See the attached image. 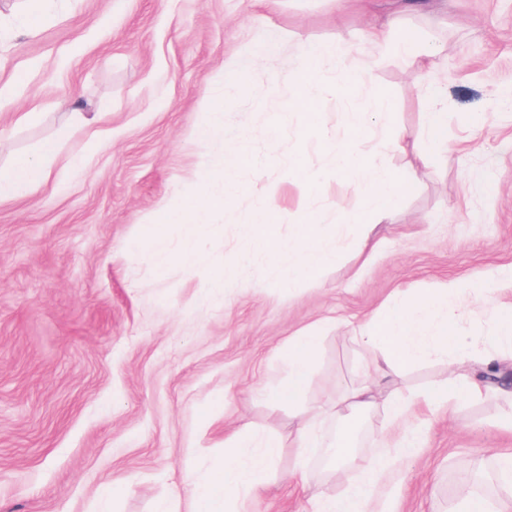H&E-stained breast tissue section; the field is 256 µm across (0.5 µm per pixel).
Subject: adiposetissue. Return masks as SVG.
Masks as SVG:
<instances>
[{"instance_id": "adipose-tissue-1", "label": "adipose tissue", "mask_w": 512, "mask_h": 512, "mask_svg": "<svg viewBox=\"0 0 512 512\" xmlns=\"http://www.w3.org/2000/svg\"><path fill=\"white\" fill-rule=\"evenodd\" d=\"M366 41L370 54L364 62L344 65L345 50L336 51V58L342 63L339 84L344 90L364 82L376 61L408 63L425 69L435 54L433 48L422 47L417 33L400 30L391 22L371 28ZM328 88V82L316 69L302 70L290 102L291 111L303 120H310L321 95ZM350 135V140L336 152V167L349 179L353 194L360 202L355 212L356 223L369 229L390 218L395 200L416 185V165H428L432 156L419 151L414 155L413 165L404 170L382 169L373 160L375 152H406L415 140L414 132L401 128L383 139L375 125L363 120L353 122ZM59 149L58 140H46L34 157L21 159L1 175L0 200L41 186ZM223 207V194L201 189L185 203L165 201L159 204L156 210L158 223L181 224L187 229L180 250L185 265L205 266L206 259L198 248L194 230L209 214ZM278 215L277 197L269 195L263 209L248 220L247 235L256 249L269 254L289 252L292 257L288 267L289 281L314 280L326 265L338 261V252L324 245L325 230L316 213L298 212L294 234L285 241L278 236ZM461 297L460 285L454 280L427 300L401 292L359 325L356 339L364 351V380L343 398L344 409L353 412L380 407L389 411L390 421L395 424L417 401L430 408L444 409L452 407L454 400L460 397L482 400L507 394V387L493 380L492 370L499 358V350L512 349V328L501 327L496 338L497 351L479 353L478 337L462 334L457 329V322L463 317ZM320 342L321 335L316 329L299 333L289 340L285 349L288 378L270 390V397L291 404L300 400ZM447 349L453 352L452 366L440 390L418 395L414 400H401L387 392L388 381L399 376L405 367L428 360ZM224 446L223 465L210 479L193 488L192 512H233L237 500L255 491L262 482L268 465L280 451L281 442L257 437L250 426L243 425L225 439ZM398 458V452L390 449L388 444H381L375 459L356 463L361 477L350 492L329 502L317 500V512H376L377 488L393 471Z\"/></svg>"}]
</instances>
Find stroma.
<instances>
[{"label": "stroma", "instance_id": "35a3bbf8", "mask_svg": "<svg viewBox=\"0 0 512 512\" xmlns=\"http://www.w3.org/2000/svg\"><path fill=\"white\" fill-rule=\"evenodd\" d=\"M28 8L0 0V82L24 89L0 107V173L46 139L60 137L61 148L45 185L0 201V512H163L223 461L224 439L241 423L284 438L303 406L324 410L306 470L323 496L339 495L347 480L320 456L339 427L330 406L363 379L354 326L399 291L426 299L451 279L469 301L462 325L479 328L483 348L499 322L484 301L512 320V0H423L417 9L405 0H47L26 33L18 19ZM390 19L439 48L433 65L421 73L374 64L353 92L320 101L323 121L343 143L351 113L383 91L394 126L422 131L433 84L447 95V141L377 228L383 254L365 266L334 151L319 134L300 138L288 110L300 69L314 65L332 81L336 59L310 62L293 50L339 41L356 63L367 27ZM269 27L285 47L264 39ZM242 53L256 59L242 77L246 93L224 98ZM76 93L83 111L108 113V122L92 132L71 124L66 101ZM33 109L37 120L19 123ZM218 110L222 134L200 140L196 129ZM471 113L477 125L467 124ZM230 144L244 145L250 163L206 226L210 263L248 254L253 281L268 279L271 264L287 266V254L249 252L245 235L244 219L273 193L282 236L304 208L333 230L341 258L316 281L256 291L229 280L209 293L178 260L179 226L166 229L168 261L154 260L158 203L184 198L205 172L215 177L209 190L223 192L216 177ZM80 153L86 166L74 176L68 162ZM293 174L318 182L303 194ZM311 326L322 341L300 403L264 397L288 375L289 338ZM451 360L443 353L409 367L393 392L429 390ZM509 408L507 399L462 400L454 415L414 410L389 429L379 411L353 418L364 458L382 431L419 438L381 482V512H454L464 487L512 502L495 462L512 454V431L493 423ZM295 463L283 445L245 512H313L283 478Z\"/></svg>", "mask_w": 512, "mask_h": 512}]
</instances>
